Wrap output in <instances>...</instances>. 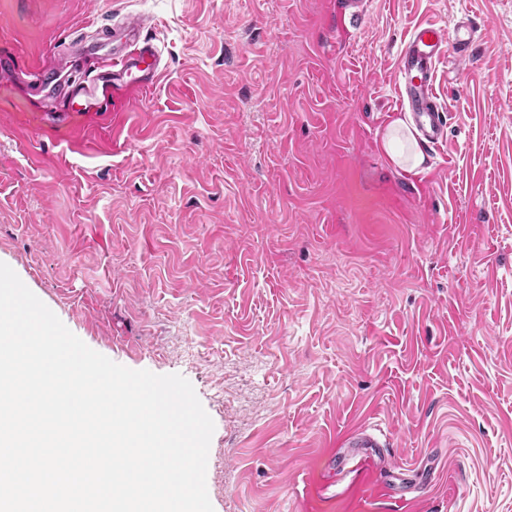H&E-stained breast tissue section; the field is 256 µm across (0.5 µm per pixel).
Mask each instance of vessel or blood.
<instances>
[{"instance_id":"b4317fda","label":"vessel or blood","mask_w":512,"mask_h":512,"mask_svg":"<svg viewBox=\"0 0 512 512\" xmlns=\"http://www.w3.org/2000/svg\"><path fill=\"white\" fill-rule=\"evenodd\" d=\"M474 41L475 32L469 27L460 25L450 30L424 24L414 28L399 53L398 78L404 83L399 107L411 114L425 148L436 149L447 143L453 119L439 104L433 64L444 50L453 52L458 59H469ZM159 63L158 49L141 41L137 23L129 22L124 49L103 55L93 75L77 85L73 95H119L122 85L115 76L119 70L134 73L133 88L149 91L159 79Z\"/></svg>"}]
</instances>
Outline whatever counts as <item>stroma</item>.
<instances>
[{
	"label": "stroma",
	"instance_id": "stroma-1",
	"mask_svg": "<svg viewBox=\"0 0 512 512\" xmlns=\"http://www.w3.org/2000/svg\"><path fill=\"white\" fill-rule=\"evenodd\" d=\"M0 0V262L87 346L180 374L214 512H512V0ZM160 52L73 126L40 71L127 18ZM422 23L423 171L382 148ZM377 440L356 446L357 436ZM475 31L466 26H457L451 32L435 24L418 25L404 43L398 59L399 84L404 81V91L399 94L401 111L410 112L420 140L427 149H437L448 141L453 113L448 114L439 104L433 64L442 48L453 52L459 60H467L472 54ZM416 71L418 82L407 77Z\"/></svg>",
	"mask_w": 512,
	"mask_h": 512
}]
</instances>
